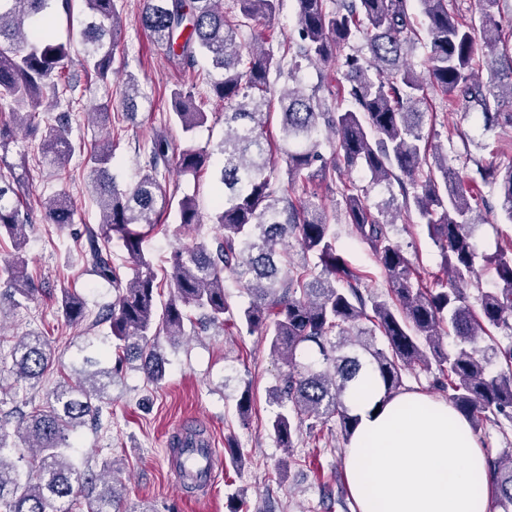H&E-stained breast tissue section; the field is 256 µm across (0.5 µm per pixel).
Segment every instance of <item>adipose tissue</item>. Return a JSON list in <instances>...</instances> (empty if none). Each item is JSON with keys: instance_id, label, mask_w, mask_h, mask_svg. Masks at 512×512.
I'll return each instance as SVG.
<instances>
[{"instance_id": "ef3b65f1", "label": "adipose tissue", "mask_w": 512, "mask_h": 512, "mask_svg": "<svg viewBox=\"0 0 512 512\" xmlns=\"http://www.w3.org/2000/svg\"><path fill=\"white\" fill-rule=\"evenodd\" d=\"M345 466L357 512H490L486 453L466 417L417 391L384 398L363 371Z\"/></svg>"}]
</instances>
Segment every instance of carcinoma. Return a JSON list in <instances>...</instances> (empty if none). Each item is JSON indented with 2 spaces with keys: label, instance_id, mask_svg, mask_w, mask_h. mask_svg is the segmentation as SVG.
<instances>
[{
  "label": "carcinoma",
  "instance_id": "obj_1",
  "mask_svg": "<svg viewBox=\"0 0 512 512\" xmlns=\"http://www.w3.org/2000/svg\"><path fill=\"white\" fill-rule=\"evenodd\" d=\"M84 72L106 83L112 75L114 47L127 19L117 0H84ZM299 40L277 55L263 45L241 41L252 21L275 20L283 0H235L237 12H224V0H142L133 23L148 31L180 63L206 56L219 78L212 95L224 102V139L212 148H179L155 134L142 146L148 164L137 180L120 186L109 172L112 140L86 149L91 194L100 211L98 227L79 236L80 255L90 272L112 285L115 298L99 308L92 324H107L115 361L84 359L83 377H62L45 401L19 417H0V512H72L86 501L87 512H128L114 488L120 471L112 461L94 473L81 468L72 448L78 429L101 416L105 396L122 372L129 353L141 359L147 380L163 378L156 348L186 335V328L231 325L262 333L271 355L287 366L269 391L275 406L270 430L282 448L294 447L305 427L316 437L332 424L349 441L358 424L345 396L361 371L377 375L383 399L408 389L416 370L434 375L437 389L478 430L487 422L512 425V247L484 256L501 287L479 291L477 304L467 287L480 285L478 254L471 228L482 197L481 184L496 189L501 214L512 223V159L478 164L463 176L448 166L442 147L424 137L431 97L464 101L484 128L512 127V48L502 43L500 0H475L477 17L456 13L451 0H294ZM72 0H0V103L13 120L0 124V239L16 253L0 262V313L33 301L41 288L27 272L25 230L40 211L60 229L74 223L75 206L63 193L33 196L29 183L7 161L17 131L40 139L44 159L60 175L77 145L72 139L75 83L66 73L68 45L39 25L53 12L70 14ZM425 19L428 53L417 71L409 48L420 41L414 23ZM361 41L368 55L349 53ZM341 70L336 86L327 74L306 92L298 78L302 62ZM287 76L293 85L279 96L281 142L273 150L267 136L272 95L270 76ZM58 110L55 123L41 125L46 108ZM141 97L138 78L127 74L125 100L130 115ZM168 121L186 136L208 121L189 91L170 94ZM330 136V157L321 152V130ZM215 210L210 221L221 233L211 240L175 248L163 277L146 255L147 231L160 226L175 193L167 189L171 165L197 175L213 157ZM361 170L388 192L398 188V211L427 226L448 274L428 285L393 234V206L377 210L369 190L345 182ZM340 183L344 220L372 250L387 292L368 289L369 275L351 268L337 254L336 214L316 193L295 202L288 188ZM179 224L204 223L195 197L178 200ZM121 242L126 260L112 259V240ZM298 242L299 261L290 243ZM250 296L232 306L224 275ZM168 288L166 300L161 289ZM60 311L71 324L88 319L86 301L74 288H60ZM509 339L502 345L494 336ZM451 333L456 348L442 338ZM382 336L377 344L376 336ZM9 357L19 380L38 384L53 370L52 341L37 333L14 337ZM180 448L207 447L203 433L189 430ZM494 508L512 512V450H486Z\"/></svg>",
  "mask_w": 512,
  "mask_h": 512
}]
</instances>
